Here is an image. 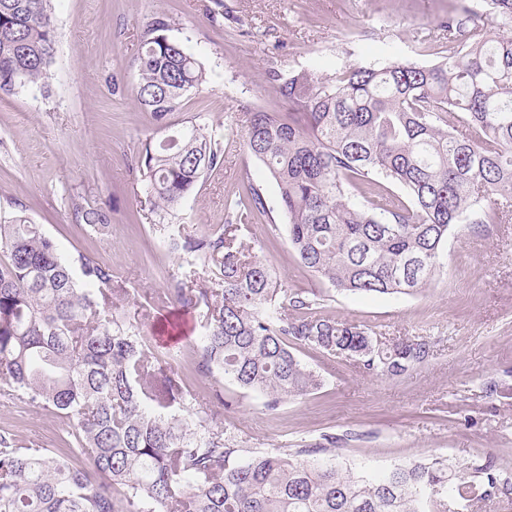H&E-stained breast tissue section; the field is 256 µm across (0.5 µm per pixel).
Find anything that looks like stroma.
Instances as JSON below:
<instances>
[{"instance_id": "stroma-1", "label": "stroma", "mask_w": 512, "mask_h": 512, "mask_svg": "<svg viewBox=\"0 0 512 512\" xmlns=\"http://www.w3.org/2000/svg\"><path fill=\"white\" fill-rule=\"evenodd\" d=\"M213 0H53L56 54L44 91L0 98V221L18 210L68 258L87 255L111 266L127 289L115 315L152 309L142 321L158 340L169 307L158 294L182 276L176 253L156 231L159 213L134 173L146 138L161 139L134 99L136 59L147 18L175 19L170 36L201 61L209 81L189 95L172 123L197 121L233 130L224 164L209 172L176 218L188 233L224 224L226 199L276 185L242 148L243 114L271 98L268 73L321 72L360 63L438 60L439 22L451 11L485 12V0H224L223 17L207 14ZM112 211L100 235L76 223L72 201ZM256 255L288 287L321 281L294 257L284 222L260 218L246 237ZM442 271L415 295L331 292L329 315L381 334L383 340H425L430 358L398 377L376 376L344 355L295 347L323 379L320 390L283 401L276 411L262 396L194 373L193 346L203 332L199 313L182 315L176 348L193 392L223 389L234 401L218 413L228 435L246 448H324L348 465L383 471L438 456L456 465L493 462L512 472V223L461 224L445 242ZM21 446L60 453L71 423L38 405L0 403V430ZM335 444H328V437Z\"/></svg>"}]
</instances>
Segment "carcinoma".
I'll list each match as a JSON object with an SVG mask.
<instances>
[{
    "label": "carcinoma",
    "mask_w": 512,
    "mask_h": 512,
    "mask_svg": "<svg viewBox=\"0 0 512 512\" xmlns=\"http://www.w3.org/2000/svg\"><path fill=\"white\" fill-rule=\"evenodd\" d=\"M486 17L512 27V0ZM173 18L151 15L140 34L134 97L158 129L136 159L154 208L174 215L204 175L223 165L208 128L173 129L169 117L208 83ZM448 54L432 64L395 61L269 73L277 112L249 113L244 150L277 187L276 205L300 265L333 289L413 295L440 273L458 224L512 221V36L487 33L479 15L441 23ZM55 51L52 0H0V97L43 88ZM397 186L402 200L391 193ZM225 223L193 235L161 224L189 271L162 302L202 310L196 370L265 397L276 410L322 385L291 345L358 361L396 377L430 357L427 342H382L324 312L325 295L287 287L243 242L269 216L262 188L225 203ZM75 222L109 231L111 211L73 203ZM0 399L27 402L72 423L58 455L0 432V512H426L448 492L464 501L512 493L492 463L473 472L447 461L397 464L380 476L334 455L310 463L241 448L214 429L211 394L192 404L188 376L139 323L112 313L122 289L112 267L63 258L24 211L0 223Z\"/></svg>",
    "instance_id": "obj_1"
}]
</instances>
